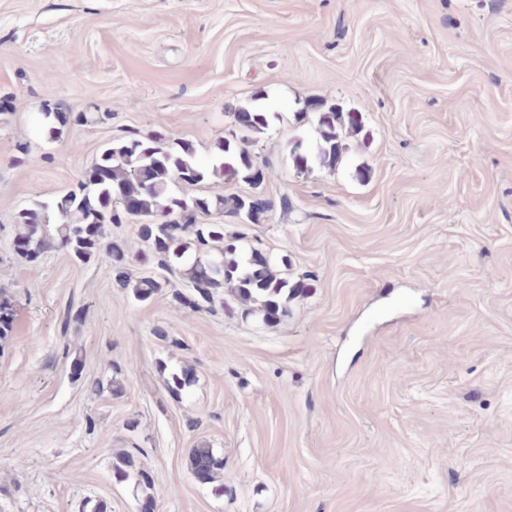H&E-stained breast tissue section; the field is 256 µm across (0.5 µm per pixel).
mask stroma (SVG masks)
Returning a JSON list of instances; mask_svg holds the SVG:
<instances>
[{
	"label": "stroma",
	"instance_id": "35a3bbf8",
	"mask_svg": "<svg viewBox=\"0 0 512 512\" xmlns=\"http://www.w3.org/2000/svg\"><path fill=\"white\" fill-rule=\"evenodd\" d=\"M0 97V512H512V0H0ZM46 108L96 119L51 140ZM243 110L269 115L261 185L201 189L269 202L224 234L301 288L274 322L12 253L108 142L207 163ZM190 457L194 475L204 484L213 482L224 468V462L216 458L209 448H193ZM125 468H130L126 470ZM131 473L135 476V480L141 487L149 488L152 484V478L143 467H136L130 457H122L121 462L116 465L115 474L119 479L130 478Z\"/></svg>",
	"mask_w": 512,
	"mask_h": 512
}]
</instances>
